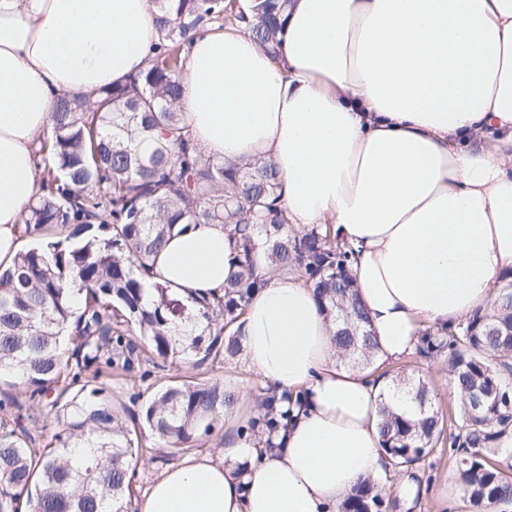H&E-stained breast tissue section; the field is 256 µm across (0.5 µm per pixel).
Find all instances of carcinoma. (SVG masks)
Returning a JSON list of instances; mask_svg holds the SVG:
<instances>
[{
    "label": "carcinoma",
    "mask_w": 512,
    "mask_h": 512,
    "mask_svg": "<svg viewBox=\"0 0 512 512\" xmlns=\"http://www.w3.org/2000/svg\"><path fill=\"white\" fill-rule=\"evenodd\" d=\"M156 38L146 65L130 80L103 88L95 105L74 94L56 99L40 142L42 192L22 215L23 237L42 242L0 265V377L20 381L30 398L47 402L55 422L48 446L16 417H0V512H130L126 461L149 428L160 447L179 451L221 429L238 396L219 383L185 381L157 391L137 412L118 409L105 389L81 381L115 370L133 378L141 363L194 354L199 363L237 357L235 326L251 294L264 286L257 255L314 289L342 358L374 365L378 346L367 329L351 251L331 225L289 227L280 206L277 173L264 163L207 158L174 104L182 93L186 51L193 39L224 27L248 34L269 56L280 53V16L290 0H156ZM223 224L238 255L224 296L188 311L167 285L153 280L156 256L179 224ZM421 358L442 356L463 393L455 413L436 408L418 372L382 402L381 445L394 471L417 466L434 448L448 447L456 481L477 512L512 507V408L486 391L512 390V272L491 308L454 327L418 336ZM411 396L416 414L393 402ZM261 397L243 431L271 438L292 401ZM377 483L367 479L341 512H386Z\"/></svg>",
    "instance_id": "1"
}]
</instances>
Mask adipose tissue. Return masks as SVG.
Masks as SVG:
<instances>
[{
	"label": "adipose tissue",
	"mask_w": 512,
	"mask_h": 512,
	"mask_svg": "<svg viewBox=\"0 0 512 512\" xmlns=\"http://www.w3.org/2000/svg\"><path fill=\"white\" fill-rule=\"evenodd\" d=\"M152 0H0V263L39 193L40 140L58 94L96 100L143 68ZM273 62L234 27L196 37L177 103L215 159L274 166L295 229L333 225L354 251L357 295L398 363L419 332L492 305L512 270V0H292ZM236 256L222 226L174 232L156 281L191 303ZM242 320L260 387L300 393L271 447L224 414L221 457L185 454L138 512H340L383 477L385 378L339 359L312 289L262 261ZM246 457L237 475L233 462Z\"/></svg>",
	"instance_id": "obj_1"
}]
</instances>
